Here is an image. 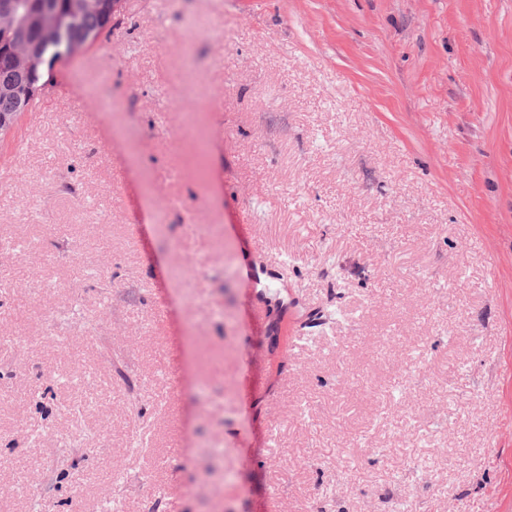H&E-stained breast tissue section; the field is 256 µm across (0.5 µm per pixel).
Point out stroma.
Returning <instances> with one entry per match:
<instances>
[{
    "instance_id": "1",
    "label": "stroma",
    "mask_w": 512,
    "mask_h": 512,
    "mask_svg": "<svg viewBox=\"0 0 512 512\" xmlns=\"http://www.w3.org/2000/svg\"><path fill=\"white\" fill-rule=\"evenodd\" d=\"M0 148V512H512V0H122Z\"/></svg>"
}]
</instances>
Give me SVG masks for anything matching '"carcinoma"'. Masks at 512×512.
I'll list each match as a JSON object with an SVG mask.
<instances>
[{
	"label": "carcinoma",
	"instance_id": "obj_1",
	"mask_svg": "<svg viewBox=\"0 0 512 512\" xmlns=\"http://www.w3.org/2000/svg\"><path fill=\"white\" fill-rule=\"evenodd\" d=\"M8 8L18 17L13 28H0V114L20 120L30 103L18 98L15 89L27 83L42 82L49 60L62 57L74 43L91 46L114 18L112 0H0V8ZM59 16L53 30L43 27L44 9ZM29 45L43 59V64L28 74L20 72L9 48L15 43Z\"/></svg>",
	"mask_w": 512,
	"mask_h": 512
}]
</instances>
